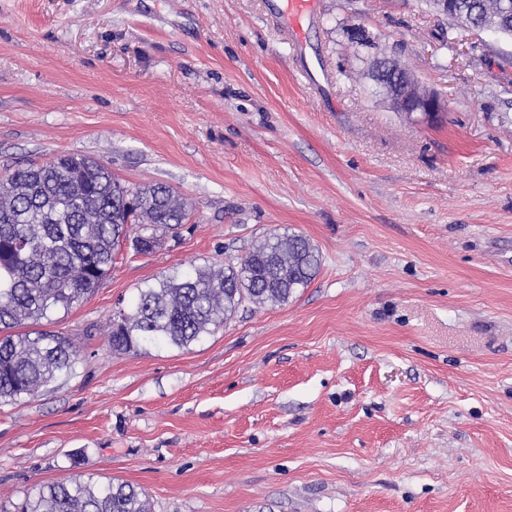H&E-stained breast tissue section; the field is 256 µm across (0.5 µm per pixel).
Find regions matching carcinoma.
Listing matches in <instances>:
<instances>
[{
    "label": "carcinoma",
    "mask_w": 512,
    "mask_h": 512,
    "mask_svg": "<svg viewBox=\"0 0 512 512\" xmlns=\"http://www.w3.org/2000/svg\"><path fill=\"white\" fill-rule=\"evenodd\" d=\"M474 18L495 17L512 0H458ZM192 204L165 184L127 186L100 163L64 154L19 167L0 183V406L73 376L82 354L71 339L33 326L91 296L138 225L134 249L153 250L190 219ZM319 252L299 234L265 238L240 261L193 268L138 289L108 331L115 351L165 344L187 348L250 303H285L307 287ZM22 512H151L129 484L75 478L44 485Z\"/></svg>",
    "instance_id": "1"
}]
</instances>
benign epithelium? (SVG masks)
<instances>
[{"mask_svg":"<svg viewBox=\"0 0 512 512\" xmlns=\"http://www.w3.org/2000/svg\"><path fill=\"white\" fill-rule=\"evenodd\" d=\"M372 79L395 111L427 122H435L442 115L444 105L439 96L395 64L378 63L372 70Z\"/></svg>","mask_w":512,"mask_h":512,"instance_id":"7a95c632","label":"benign epithelium"}]
</instances>
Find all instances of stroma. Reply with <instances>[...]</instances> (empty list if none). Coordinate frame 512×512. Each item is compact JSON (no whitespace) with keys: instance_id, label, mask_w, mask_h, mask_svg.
<instances>
[{"instance_id":"obj_1","label":"stroma","mask_w":512,"mask_h":512,"mask_svg":"<svg viewBox=\"0 0 512 512\" xmlns=\"http://www.w3.org/2000/svg\"><path fill=\"white\" fill-rule=\"evenodd\" d=\"M0 0V180L60 154L193 202L55 317L84 360L0 407V512L75 474L152 512H512V37L425 0ZM395 60L446 108L393 111ZM299 233L321 267L186 349L112 350L139 288ZM282 15L292 22L294 45L302 41V22L310 20L313 10V0H281Z\"/></svg>"}]
</instances>
